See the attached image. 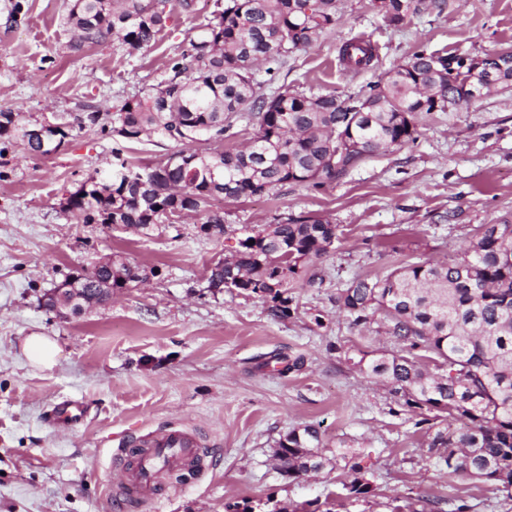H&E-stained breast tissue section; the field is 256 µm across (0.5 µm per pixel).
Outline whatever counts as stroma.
Here are the masks:
<instances>
[{
  "label": "stroma",
  "instance_id": "stroma-1",
  "mask_svg": "<svg viewBox=\"0 0 512 512\" xmlns=\"http://www.w3.org/2000/svg\"><path fill=\"white\" fill-rule=\"evenodd\" d=\"M28 4L12 23L9 0H0V110L13 113L20 132L44 122L71 131L51 155L30 157L17 145L0 155V512H225L243 500L289 512L315 500L335 502V512H512V498L494 484L446 475L424 445L428 411L407 410L359 370L360 358L396 350L387 319L357 326L336 303L355 279L406 261L459 257L475 225L512 217V88L428 115L415 143L368 158L323 189L289 184L273 199L224 202L221 238L200 233L190 217L144 236L74 223L62 204L118 157L154 167L176 152L154 136L122 141L112 114L163 79L216 0H196L191 14L173 9L156 42L133 53L116 44L72 50L69 0ZM360 35L378 44L380 60L355 74L338 51ZM423 46L474 54L512 47V0H455L398 28L371 0H342L335 31L258 78L269 91L343 94ZM88 104L100 119L76 128ZM279 214L324 216L338 226L329 253L307 267L313 283L292 289L291 314L272 316L253 295L210 293L212 263L234 250L243 229ZM115 256L148 279L113 289L108 302L78 316L46 308V294L71 273ZM33 334L59 346L52 369L24 355ZM296 357L302 368L287 371ZM66 398L88 410L71 427L50 418ZM170 425L198 434L201 467L171 482L158 502L118 499L115 438ZM307 425L319 430L329 462L315 477L292 480L274 452ZM340 452L346 465L334 463ZM355 462L372 483L358 499L342 488Z\"/></svg>",
  "mask_w": 512,
  "mask_h": 512
}]
</instances>
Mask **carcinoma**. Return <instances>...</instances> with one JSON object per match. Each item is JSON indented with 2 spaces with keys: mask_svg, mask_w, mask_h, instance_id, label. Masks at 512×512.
<instances>
[{
  "mask_svg": "<svg viewBox=\"0 0 512 512\" xmlns=\"http://www.w3.org/2000/svg\"><path fill=\"white\" fill-rule=\"evenodd\" d=\"M341 0H224L223 8L188 40L165 77L149 91L125 99L112 116V132L127 140L154 135L180 145L165 163L134 161L106 179L91 177L70 194L63 211L84 224L141 229L145 235L170 216L202 214L200 232L226 233L224 212L210 200L267 195L288 184L321 189L367 157L402 148L417 139L420 120L433 112H455L488 92L512 86V54L493 56L488 72L468 70L472 54L421 48L394 66L382 82L343 95H307L286 86L266 93L257 77L264 62L283 64L336 28ZM426 0H374L399 27ZM193 11V0H72L67 23L72 48L111 41L128 51L147 48L165 26L171 8ZM340 56L354 73L379 62L370 38L351 39ZM256 122L242 149L210 152L204 145L237 135L238 123ZM15 124L0 112V143L10 144ZM337 225L306 215H278L274 223L246 231L236 254L218 260L207 288L255 294L272 302L270 312L291 311L288 289L313 282L307 264L325 255ZM112 278L121 288L146 279L120 259L112 271L70 275L74 290ZM356 325L375 313L388 318L387 332L405 349L360 359V370L392 387L402 406L426 409L459 427L428 433L427 452L450 476L493 482L512 496V220L478 224L462 256L448 263L405 262L383 277L359 278L337 297ZM429 360L430 373L419 365ZM314 426L292 431L276 452L282 475L297 479L324 468ZM346 495L371 491L363 468L350 466Z\"/></svg>",
  "mask_w": 512,
  "mask_h": 512,
  "instance_id": "cac0c4a2",
  "label": "carcinoma"
}]
</instances>
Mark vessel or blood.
<instances>
[{
  "label": "vessel or blood",
  "instance_id": "1",
  "mask_svg": "<svg viewBox=\"0 0 512 512\" xmlns=\"http://www.w3.org/2000/svg\"><path fill=\"white\" fill-rule=\"evenodd\" d=\"M85 416V406L78 401L58 404L51 412L56 422L77 423ZM200 448L201 441L196 433L179 426L120 439L113 450L119 493L129 500L159 499L167 477L190 469L200 458Z\"/></svg>",
  "mask_w": 512,
  "mask_h": 512
}]
</instances>
